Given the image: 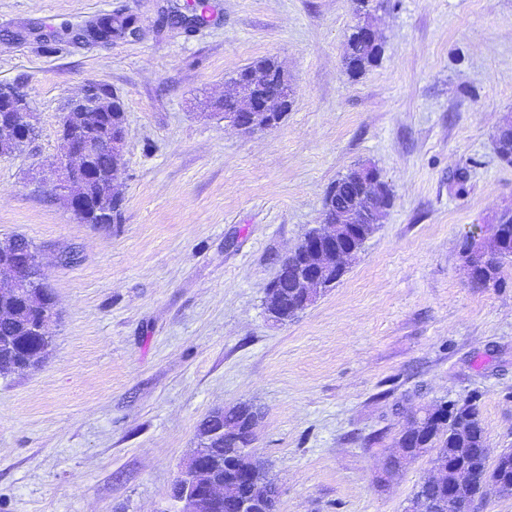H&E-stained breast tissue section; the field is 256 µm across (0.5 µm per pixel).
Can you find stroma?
Masks as SVG:
<instances>
[{
  "mask_svg": "<svg viewBox=\"0 0 512 512\" xmlns=\"http://www.w3.org/2000/svg\"><path fill=\"white\" fill-rule=\"evenodd\" d=\"M0 0V84L36 130L0 159V238L43 263L56 317L37 369L0 377V512H177L199 422L239 403L279 512H406L429 456L393 478L426 405L481 394L488 446L512 449V266L473 287L460 243L512 206L494 135L512 119V0H390L377 66L351 79L357 0ZM135 34L99 40L102 18ZM272 58L292 106L244 134L209 108ZM90 84L120 97L121 218L77 221L37 171ZM369 162L393 201L337 283L266 318L281 260L328 189Z\"/></svg>",
  "mask_w": 512,
  "mask_h": 512,
  "instance_id": "stroma-1",
  "label": "stroma"
}]
</instances>
